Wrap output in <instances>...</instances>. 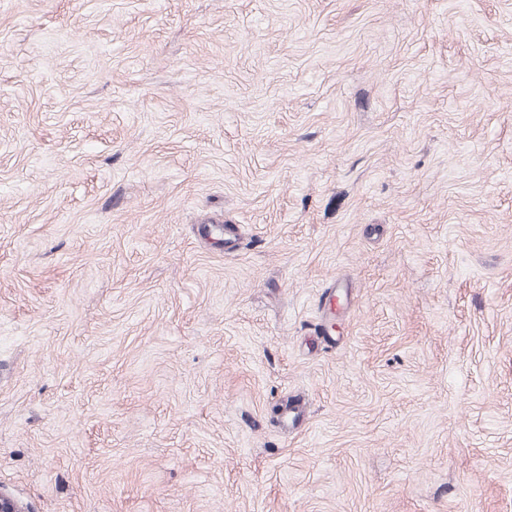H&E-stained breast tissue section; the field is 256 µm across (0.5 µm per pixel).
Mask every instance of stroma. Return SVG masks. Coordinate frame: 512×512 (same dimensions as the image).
Segmentation results:
<instances>
[{"label":"stroma","instance_id":"1","mask_svg":"<svg viewBox=\"0 0 512 512\" xmlns=\"http://www.w3.org/2000/svg\"><path fill=\"white\" fill-rule=\"evenodd\" d=\"M0 487L512 512V0H0Z\"/></svg>","mask_w":512,"mask_h":512}]
</instances>
